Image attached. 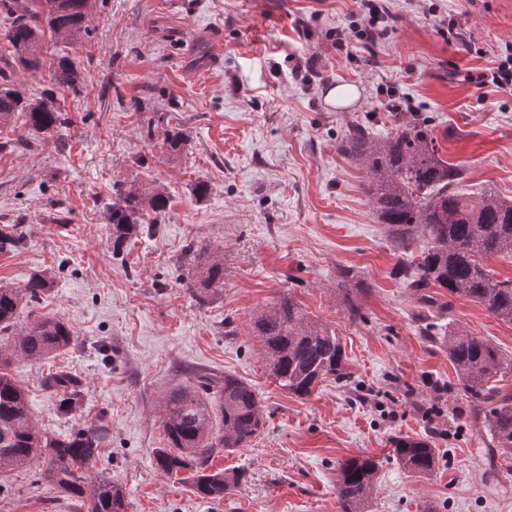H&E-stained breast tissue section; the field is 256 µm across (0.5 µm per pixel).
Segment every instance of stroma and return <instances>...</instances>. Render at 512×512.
I'll list each match as a JSON object with an SVG mask.
<instances>
[{"label":"stroma","mask_w":512,"mask_h":512,"mask_svg":"<svg viewBox=\"0 0 512 512\" xmlns=\"http://www.w3.org/2000/svg\"><path fill=\"white\" fill-rule=\"evenodd\" d=\"M392 9L389 35L372 43L353 28L354 0H92L89 37L45 41V57L79 60L84 90L59 100L73 121L65 143L0 153V231L15 215L28 220L22 247L0 253V283L21 288L54 270L23 319L61 317L76 343L40 363L13 360L9 372L43 431L103 433L86 478L122 485L127 512H342L337 468L358 455L379 463L365 512H512V457L492 454L444 346L424 336L366 173L338 150L368 113L372 133L391 130L392 88L461 168L457 193L511 199L512 93L491 74L512 53V0ZM216 43L222 56L210 53ZM340 84L357 90L344 107L326 99ZM160 112L181 125L182 151L144 136ZM199 180L211 185L202 201ZM118 188L161 189L169 206L116 256L104 205ZM190 242L224 260V285L205 301L188 288ZM285 294L343 344L346 379L306 398L272 382L250 329L252 314ZM437 297L447 322L512 359V324L470 298L442 288ZM60 370L81 391L69 414L44 385ZM201 373L252 384L266 419L248 446L211 456L210 469L245 473L216 502L153 457L166 445L163 398ZM401 434L432 436L441 459L431 475L398 467L391 440ZM49 467L45 457L0 475V512H86L45 479Z\"/></svg>","instance_id":"obj_1"}]
</instances>
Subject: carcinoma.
Instances as JSON below:
<instances>
[{"label":"carcinoma","instance_id":"obj_1","mask_svg":"<svg viewBox=\"0 0 512 512\" xmlns=\"http://www.w3.org/2000/svg\"><path fill=\"white\" fill-rule=\"evenodd\" d=\"M90 0H0V20L5 22L0 51V135L16 124L26 137L0 141L3 150H31L42 140L62 141L72 120L57 101L67 91L83 93V78L68 56L46 62V37L73 41L88 33ZM47 73L49 87L39 94L23 88L17 74ZM164 143L179 151L186 139L182 131L164 124ZM395 128L372 136L366 127H355L340 142V150L367 175L365 193L372 210L398 249L407 253L415 239L426 245L416 260L402 267V277L414 299L437 303L433 288L473 299L496 319L512 323V283L495 280L483 259L512 256V200L492 192L472 200L451 190L458 170L438 156L436 139L426 116L397 112ZM168 199L157 189L140 194L115 190L106 204L112 229V254L150 224V214L161 215ZM19 215L10 232L0 231V253L22 246ZM191 266L192 291L200 300L217 292L224 282V264L207 251L186 248ZM55 283L51 271H40L23 288L0 285V474L26 469L41 457H51L48 480L70 499L88 504L87 512H126L122 486L108 478L85 483L82 470L100 457L101 440L89 427H76L66 435H49L35 425L26 390L12 378L10 360L41 362L75 342L70 325L58 317L21 322L23 310L38 301ZM252 333L267 375L283 390L301 398L311 395L326 378L344 377L341 342L328 326L313 320L292 297L286 295L258 310L250 318ZM465 395L476 416L487 421L490 447L512 454V393L498 386L500 377L512 371L508 360L486 340L461 328L441 333ZM49 387L67 394L63 411L71 413L79 401L78 382L58 371ZM163 428L167 447L155 450L159 469L178 474L190 472L197 496L212 501L241 484L244 472L206 468L217 450L240 448L263 427V411L254 387L226 375L222 379L201 376L197 384L172 389L163 402ZM392 455L399 467L416 475H429L437 466L438 453L428 436H396ZM379 471L371 456H354L340 463L337 493L342 512H364Z\"/></svg>","mask_w":512,"mask_h":512}]
</instances>
